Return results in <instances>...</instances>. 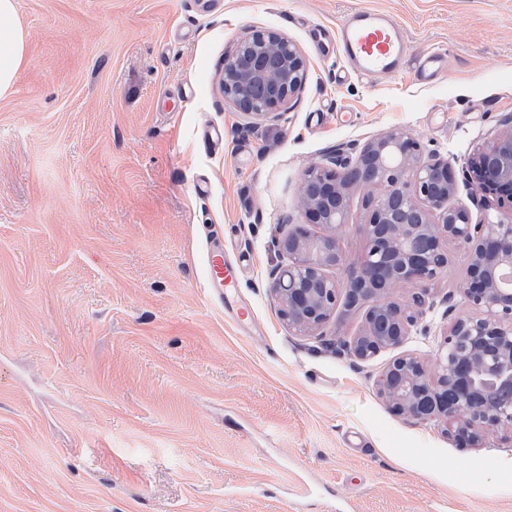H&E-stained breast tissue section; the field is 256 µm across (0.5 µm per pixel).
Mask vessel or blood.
Wrapping results in <instances>:
<instances>
[{
	"instance_id": "1",
	"label": "vessel or blood",
	"mask_w": 512,
	"mask_h": 512,
	"mask_svg": "<svg viewBox=\"0 0 512 512\" xmlns=\"http://www.w3.org/2000/svg\"><path fill=\"white\" fill-rule=\"evenodd\" d=\"M338 56L359 77L390 75L413 66L418 83L428 84L447 68L446 52L434 50L411 57L404 29L386 12L359 10L336 26ZM205 279L212 293L232 295L241 275L239 261L227 260L219 237H212L205 258Z\"/></svg>"
}]
</instances>
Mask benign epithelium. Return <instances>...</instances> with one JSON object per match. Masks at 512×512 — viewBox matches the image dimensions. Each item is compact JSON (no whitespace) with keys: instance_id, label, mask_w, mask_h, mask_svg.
<instances>
[{"instance_id":"obj_1","label":"benign epithelium","mask_w":512,"mask_h":512,"mask_svg":"<svg viewBox=\"0 0 512 512\" xmlns=\"http://www.w3.org/2000/svg\"><path fill=\"white\" fill-rule=\"evenodd\" d=\"M307 66L298 47L273 29L243 36L224 58V96L255 123L281 120L302 89ZM472 193L493 195L512 208V128L476 147L466 161ZM365 190L368 249L351 264L336 244L351 194ZM456 179L448 162L426 151L415 136L396 129L366 143L354 157L334 155L310 165L302 207L316 235L293 224L277 242L288 266L273 283L283 318L298 332L326 325L338 305L364 314L360 333L340 340L362 360L401 346L426 330L433 306L429 285L448 270L446 241L465 249L470 280L461 286L475 316L456 319L427 366L412 354L395 358L379 380L395 410L444 428L462 445L479 447L501 428L512 429V220L475 224L469 210L449 201ZM345 276L331 277L328 270ZM405 285L410 301L392 299Z\"/></svg>"}]
</instances>
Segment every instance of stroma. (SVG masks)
I'll return each mask as SVG.
<instances>
[{
    "instance_id": "1",
    "label": "stroma",
    "mask_w": 512,
    "mask_h": 512,
    "mask_svg": "<svg viewBox=\"0 0 512 512\" xmlns=\"http://www.w3.org/2000/svg\"><path fill=\"white\" fill-rule=\"evenodd\" d=\"M357 9L405 28L448 73L340 77L312 27ZM25 58L0 96V512H512V431L462 448L378 393L406 351L429 359L474 314L462 247L432 283L428 335L362 361L288 328L274 243L305 223L302 178L328 155L404 129L447 160L473 221L502 220L463 177L512 117V0H16ZM294 42L308 79L284 120L225 100L224 58L250 30ZM224 139L209 143L210 128ZM354 194L336 234L356 262ZM246 264L205 289L212 225ZM250 306L243 332L237 306Z\"/></svg>"
}]
</instances>
